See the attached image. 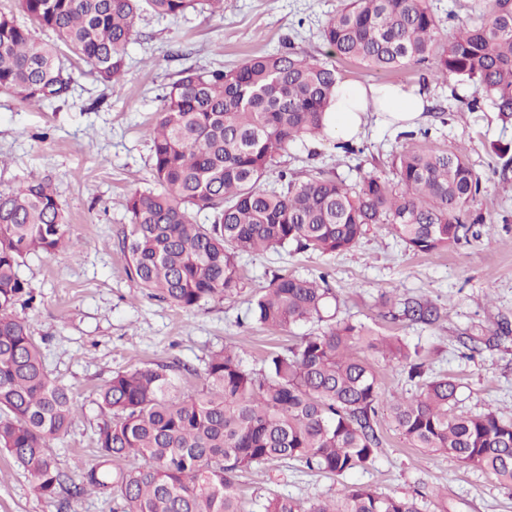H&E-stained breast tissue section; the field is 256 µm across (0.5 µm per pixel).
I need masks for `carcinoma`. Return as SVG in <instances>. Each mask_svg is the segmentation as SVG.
<instances>
[{
	"mask_svg": "<svg viewBox=\"0 0 512 512\" xmlns=\"http://www.w3.org/2000/svg\"><path fill=\"white\" fill-rule=\"evenodd\" d=\"M53 41H41L0 11V91L28 104L61 100L71 78L62 50L81 58L97 80L117 84L129 68L127 45L144 11L178 18L224 0H18ZM328 54L377 73L432 61L437 79L474 88L470 111L489 103L512 119V0H491L478 19L460 21L446 46L428 0H346L321 29ZM336 68L295 50L245 59L233 69L190 66L162 97L148 130L153 185L126 199L122 249L128 272L148 294L190 311L240 293L239 259L288 250L335 254L353 248L371 224H386L411 251L430 254L469 242L482 222L473 206L481 176L460 148L404 147L394 157L399 181L377 175L355 185L318 170L304 179L279 171L288 147L325 130ZM208 210L199 224L193 211ZM75 256L67 211L47 177L0 191V452L33 479L59 510L88 493L108 494L120 512H244L239 474L294 460L345 476L371 466L379 424L391 419L413 447L475 466L512 487V421L489 410L455 411L458 384L427 375L418 348L337 320L258 369L226 346L208 356L203 384L178 389L173 366L116 371L98 391L94 462L64 470L52 450L72 425L77 399L48 373L26 317L18 269L30 254ZM333 289L325 276L273 278L248 300V317L272 331L324 321ZM393 318L425 324L440 316L429 300L406 298ZM366 350L404 365L416 391L388 408ZM415 496L346 486L304 505L274 495L260 512H424Z\"/></svg>",
	"mask_w": 512,
	"mask_h": 512,
	"instance_id": "carcinoma-1",
	"label": "carcinoma"
}]
</instances>
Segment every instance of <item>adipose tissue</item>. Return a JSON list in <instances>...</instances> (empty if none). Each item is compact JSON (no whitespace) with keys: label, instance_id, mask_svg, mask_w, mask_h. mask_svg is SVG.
Segmentation results:
<instances>
[{"label":"adipose tissue","instance_id":"1","mask_svg":"<svg viewBox=\"0 0 512 512\" xmlns=\"http://www.w3.org/2000/svg\"><path fill=\"white\" fill-rule=\"evenodd\" d=\"M420 94L394 83L341 81L329 108L326 131L336 144L352 142L370 119L401 128L413 127L423 114Z\"/></svg>","mask_w":512,"mask_h":512}]
</instances>
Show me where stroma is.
Returning <instances> with one entry per match:
<instances>
[{
	"mask_svg": "<svg viewBox=\"0 0 512 512\" xmlns=\"http://www.w3.org/2000/svg\"><path fill=\"white\" fill-rule=\"evenodd\" d=\"M342 0H224L223 14L190 11L160 18L142 13L127 52L132 68L124 82L102 84L82 62L70 67L65 100L30 106L0 93V191L32 176L52 179L64 204L77 256L32 255L19 273L34 295L18 304L40 344L52 378L77 397L68 435L54 442L62 467L90 459L98 423V389L118 370L146 364L186 363L195 374L179 376L182 391L202 383L199 373L211 352L242 348L247 366L260 367L270 352L318 333L320 323L271 331L246 320L247 300L267 288L274 274L312 278L327 274L339 298L338 315L385 336L419 345L430 374L458 383L456 412L494 409L512 420V158L493 146L512 142V121L489 106L469 111L474 90L440 84L430 64L408 66L388 82L423 93L421 128L430 145L461 146L481 176L484 192L477 238L447 251L416 254L386 225H370L358 244L319 255L274 252L242 257L241 294L208 301L186 312L148 295L127 274L122 238L128 224L125 199L152 183L148 129L161 98L178 72L196 64L227 69L245 57L292 47L324 59L320 31ZM399 132L373 123L357 139L362 151L345 155L327 138L297 142L282 159L297 176L324 169L354 182L376 174L396 177L392 152ZM423 297L441 316L432 324L392 320L390 300ZM476 346L473 358L465 345ZM381 451L365 470L340 479L291 461L241 473L245 512L275 494L309 501L328 499L345 485H369L389 494L421 491L429 512H512V487L485 471L411 447L390 419L380 423ZM0 512H57L40 497L30 476L0 455Z\"/></svg>",
	"mask_w": 512,
	"mask_h": 512,
	"instance_id": "35a3bbf8",
	"label": "stroma"
}]
</instances>
